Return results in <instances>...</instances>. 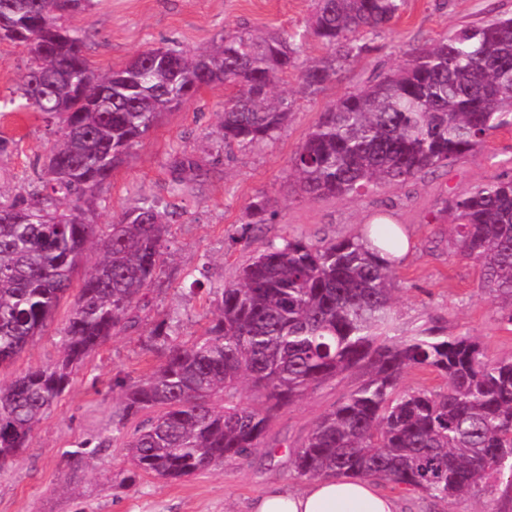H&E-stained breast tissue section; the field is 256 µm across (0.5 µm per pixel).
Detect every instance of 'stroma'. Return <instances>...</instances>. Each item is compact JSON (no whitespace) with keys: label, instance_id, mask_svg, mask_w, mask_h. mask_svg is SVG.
Instances as JSON below:
<instances>
[{"label":"stroma","instance_id":"35a3bbf8","mask_svg":"<svg viewBox=\"0 0 512 512\" xmlns=\"http://www.w3.org/2000/svg\"><path fill=\"white\" fill-rule=\"evenodd\" d=\"M318 0H90L86 9L64 14L63 25L82 29L85 54L99 73L123 68L147 48H175L199 54L236 31L273 33L307 30ZM512 14V0H405L389 29L370 38V49L346 62L336 80L310 94L298 72L278 84L292 101V114L280 132L262 145L225 146L218 113L230 91L202 88L196 97L169 112L133 145L116 168L94 210L92 224H109L141 198L174 202L171 256L149 306L133 331L112 337L79 367L69 389L41 418L22 456L0 471V512H246L249 501L272 483L300 489L291 454L315 421L362 381L349 373L313 388L299 403L282 410L271 424L263 448L247 461L227 462L179 481L133 476L125 448L111 438V414L121 402L115 379L137 381L160 363L145 342L164 319L180 318V336L202 333L212 317L211 289L235 279L239 267L270 240L303 236L342 239L361 233L373 218L387 215L414 240V251L397 267L394 294L398 333L414 334L436 325L448 335L467 333L497 361L512 358V324L488 297L477 265L448 246L447 217L439 209L447 197L472 184L512 176V128L490 136L477 153L448 166L418 174L398 186H380L357 196L313 200L292 189L291 160L330 105L379 74L404 64L416 51L465 24ZM21 47L0 41V191L28 195L53 143L39 114L5 108L20 96L28 69ZM188 152L209 168L205 179L187 181L170 198L169 161ZM268 197L277 212L266 224L252 223L250 201ZM248 241H241V234ZM203 290L191 291L195 279ZM73 296L59 304L52 322L0 380L56 362ZM108 447H98L99 438ZM84 454V467L71 471L69 456ZM400 499L405 512H512V487L500 481L485 490L432 501L418 492L381 483Z\"/></svg>","mask_w":512,"mask_h":512}]
</instances>
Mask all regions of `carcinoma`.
Here are the masks:
<instances>
[{
  "instance_id": "cac0c4a2",
  "label": "carcinoma",
  "mask_w": 512,
  "mask_h": 512,
  "mask_svg": "<svg viewBox=\"0 0 512 512\" xmlns=\"http://www.w3.org/2000/svg\"><path fill=\"white\" fill-rule=\"evenodd\" d=\"M82 0H0V28L29 66L23 107L53 127L40 185L0 202V369L42 335L91 252L61 339V357L0 382V469L27 447L73 371L112 337L138 328L145 290L162 273L169 221L143 198L105 225L86 207L171 108L201 88L236 89L224 103V143L261 144L287 124L275 95L306 42L281 32L230 33L215 51L148 49L100 74L83 31L59 19ZM404 0H318L311 33L333 53L300 70L314 93L369 48L365 37L399 16ZM512 127V16L462 26L321 113L292 159L294 185L314 200L399 185L480 149ZM170 191L207 169L180 152ZM274 219L269 200L248 206ZM448 246L479 266L491 301L512 323V177L472 185L445 200ZM396 261L362 236L269 241L213 291L214 317L190 342L163 321L150 336L162 361L149 376L116 382V430L146 413L125 442L134 472L181 480L263 446L272 421L307 392L358 371L362 382L312 426L294 453L297 477L390 482L446 503L501 479L512 484V360L491 361L469 335L438 326L396 336ZM445 379L439 390L403 389L408 369ZM249 387L252 400H243Z\"/></svg>"
}]
</instances>
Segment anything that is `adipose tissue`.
I'll return each instance as SVG.
<instances>
[{"label":"adipose tissue","mask_w":512,"mask_h":512,"mask_svg":"<svg viewBox=\"0 0 512 512\" xmlns=\"http://www.w3.org/2000/svg\"><path fill=\"white\" fill-rule=\"evenodd\" d=\"M248 512H401L396 497L367 479L321 478L294 491L273 484L253 498Z\"/></svg>","instance_id":"obj_1"}]
</instances>
